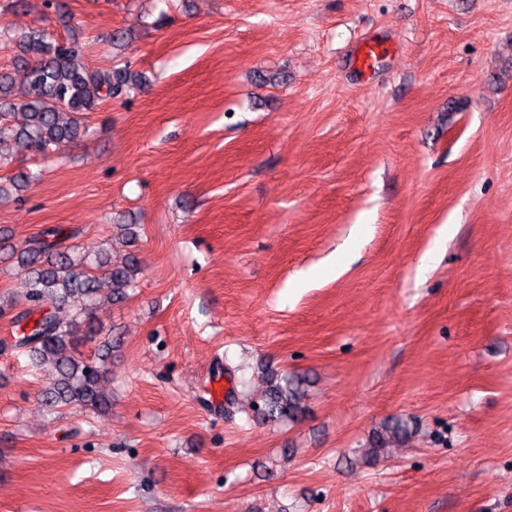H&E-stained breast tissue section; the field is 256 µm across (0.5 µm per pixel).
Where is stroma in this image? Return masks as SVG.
Listing matches in <instances>:
<instances>
[{"instance_id": "stroma-1", "label": "stroma", "mask_w": 512, "mask_h": 512, "mask_svg": "<svg viewBox=\"0 0 512 512\" xmlns=\"http://www.w3.org/2000/svg\"><path fill=\"white\" fill-rule=\"evenodd\" d=\"M64 2L141 85L18 151L0 249L122 218L142 270L97 313L109 413L0 355V512H512V0ZM33 28L68 33L0 0V72ZM267 372L308 379L297 421L257 416Z\"/></svg>"}]
</instances>
